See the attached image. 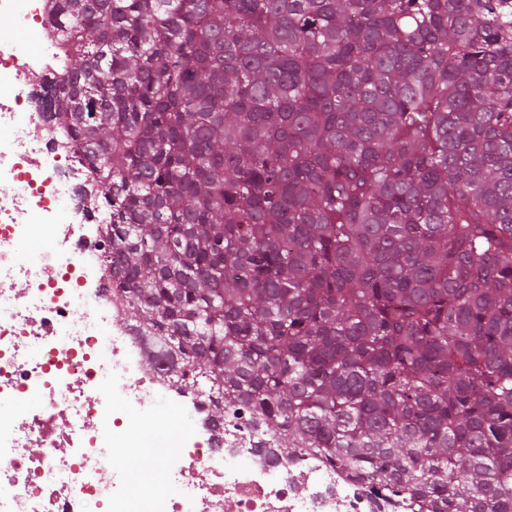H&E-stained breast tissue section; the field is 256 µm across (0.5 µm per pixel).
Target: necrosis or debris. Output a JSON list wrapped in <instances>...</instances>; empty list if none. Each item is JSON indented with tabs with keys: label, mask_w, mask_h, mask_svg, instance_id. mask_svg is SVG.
I'll return each mask as SVG.
<instances>
[{
	"label": "necrosis or debris",
	"mask_w": 512,
	"mask_h": 512,
	"mask_svg": "<svg viewBox=\"0 0 512 512\" xmlns=\"http://www.w3.org/2000/svg\"><path fill=\"white\" fill-rule=\"evenodd\" d=\"M58 0H0V512H390L321 459L211 421L112 299L90 165L45 110ZM25 283L17 292V283ZM188 428L152 432L159 402ZM167 445L165 480L112 464Z\"/></svg>",
	"instance_id": "necrosis-or-debris-1"
}]
</instances>
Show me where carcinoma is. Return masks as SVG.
<instances>
[{
    "label": "carcinoma",
    "instance_id": "obj_1",
    "mask_svg": "<svg viewBox=\"0 0 512 512\" xmlns=\"http://www.w3.org/2000/svg\"><path fill=\"white\" fill-rule=\"evenodd\" d=\"M112 293L214 422L393 512H512V0H64Z\"/></svg>",
    "mask_w": 512,
    "mask_h": 512
}]
</instances>
